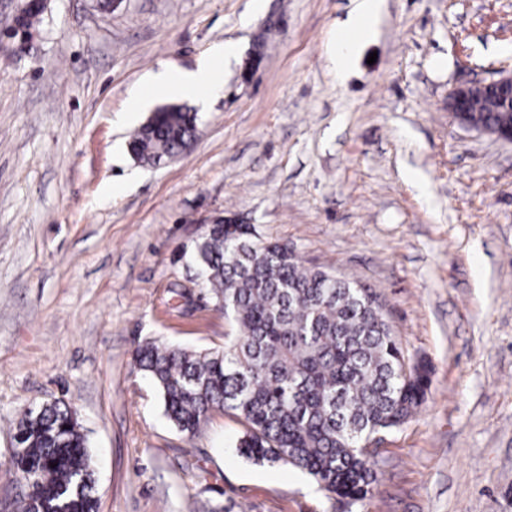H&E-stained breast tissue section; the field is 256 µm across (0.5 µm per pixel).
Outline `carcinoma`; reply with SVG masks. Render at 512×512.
Instances as JSON below:
<instances>
[{"label":"carcinoma","mask_w":512,"mask_h":512,"mask_svg":"<svg viewBox=\"0 0 512 512\" xmlns=\"http://www.w3.org/2000/svg\"><path fill=\"white\" fill-rule=\"evenodd\" d=\"M42 13L41 0H21L13 36H26ZM493 105L488 96L471 102L475 125L494 131L512 124ZM196 129V113L162 107L135 132L130 153L142 166H158ZM196 264L232 333L224 347L204 351L157 340L138 345L135 363L154 381L167 418L193 435L211 411L232 412L246 426L243 457L295 467L330 494L365 497L377 475L361 445L413 417L427 372L406 359L366 289L305 267L288 245L262 240L253 224L209 227ZM17 433L24 455L14 466L37 512H97L76 412L48 405L39 419L20 420Z\"/></svg>","instance_id":"cac0c4a2"}]
</instances>
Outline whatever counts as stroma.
Here are the masks:
<instances>
[{"label":"stroma","instance_id":"35a3bbf8","mask_svg":"<svg viewBox=\"0 0 512 512\" xmlns=\"http://www.w3.org/2000/svg\"><path fill=\"white\" fill-rule=\"evenodd\" d=\"M351 8L49 0L21 46L0 7V512L28 492L16 424L53 401L87 437L97 512H512V143L447 107L452 88L512 73V0H383L340 77ZM227 43L221 90L184 101L192 148L137 166L128 143L149 114L135 93ZM233 213L375 291L432 369L363 499L241 457L232 413L180 432L135 366L149 339L223 346L230 323L193 251Z\"/></svg>","mask_w":512,"mask_h":512}]
</instances>
